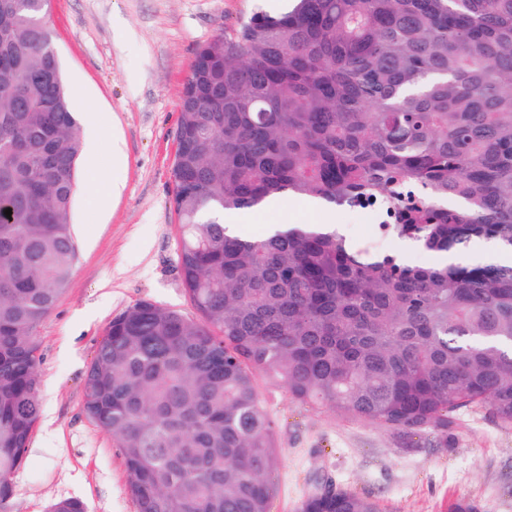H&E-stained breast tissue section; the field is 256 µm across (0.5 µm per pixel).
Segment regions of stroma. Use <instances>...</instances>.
<instances>
[{
  "label": "stroma",
  "mask_w": 512,
  "mask_h": 512,
  "mask_svg": "<svg viewBox=\"0 0 512 512\" xmlns=\"http://www.w3.org/2000/svg\"><path fill=\"white\" fill-rule=\"evenodd\" d=\"M266 0H50L52 32L82 130L97 151L80 170L112 175L124 154L122 194L90 209L79 180L72 207L77 257L65 292L37 329L42 406L25 462L13 477L15 512H47L81 500L87 512H137L124 458L83 410V376L105 328L148 300L192 313L177 272L173 208L180 101L197 51L230 34ZM282 455L271 512H300L332 484L374 501L379 512H512V427L488 409L455 414L446 438L403 433L294 401L258 377Z\"/></svg>",
  "instance_id": "35a3bbf8"
}]
</instances>
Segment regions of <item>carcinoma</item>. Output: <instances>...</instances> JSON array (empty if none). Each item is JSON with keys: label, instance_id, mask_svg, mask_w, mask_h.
I'll use <instances>...</instances> for the list:
<instances>
[{"label": "carcinoma", "instance_id": "cac0c4a2", "mask_svg": "<svg viewBox=\"0 0 512 512\" xmlns=\"http://www.w3.org/2000/svg\"><path fill=\"white\" fill-rule=\"evenodd\" d=\"M48 0H0V512L41 412L37 328L76 259L81 128ZM195 315L138 301L109 322L84 411L121 449L138 512H270L281 448L257 376L299 403L448 433L512 426V0H297L202 47L173 166ZM377 200L442 257L410 264L329 224L231 235L276 197ZM12 209L11 217L4 210ZM301 512H378L314 493Z\"/></svg>", "mask_w": 512, "mask_h": 512}]
</instances>
